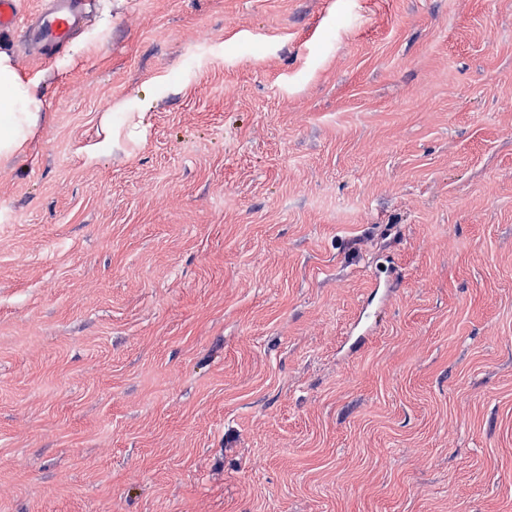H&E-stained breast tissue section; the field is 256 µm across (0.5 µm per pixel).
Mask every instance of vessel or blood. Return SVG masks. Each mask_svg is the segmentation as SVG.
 <instances>
[{
  "label": "vessel or blood",
  "mask_w": 512,
  "mask_h": 512,
  "mask_svg": "<svg viewBox=\"0 0 512 512\" xmlns=\"http://www.w3.org/2000/svg\"><path fill=\"white\" fill-rule=\"evenodd\" d=\"M85 0H48L36 11L23 13L20 0H0V31L16 32L46 49L62 46L82 18Z\"/></svg>",
  "instance_id": "vessel-or-blood-1"
}]
</instances>
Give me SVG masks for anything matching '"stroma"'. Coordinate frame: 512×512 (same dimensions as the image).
<instances>
[{"mask_svg":"<svg viewBox=\"0 0 512 512\" xmlns=\"http://www.w3.org/2000/svg\"><path fill=\"white\" fill-rule=\"evenodd\" d=\"M106 5L0 32V512H512V0ZM111 30V19L105 15L94 27L88 29L82 38L76 42L72 49L71 54L65 60L66 64H71L76 58L85 55L91 48L96 47L106 41ZM37 79L25 78L14 58L0 51V159L21 156L42 121ZM126 108L125 102L112 103V99L108 100L105 104V112H103V122L106 130V135L102 141H100L93 152L87 156L88 162H92L98 155L110 153L112 151L113 142L117 139V135L120 134L118 127L112 124V117L115 114H133L132 112H114L116 110H123Z\"/></svg>","mask_w":512,"mask_h":512,"instance_id":"obj_1","label":"stroma"}]
</instances>
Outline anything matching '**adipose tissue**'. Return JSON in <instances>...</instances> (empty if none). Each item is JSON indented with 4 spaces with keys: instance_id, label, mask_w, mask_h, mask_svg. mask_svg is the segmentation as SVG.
Returning <instances> with one entry per match:
<instances>
[{
    "instance_id": "obj_1",
    "label": "adipose tissue",
    "mask_w": 512,
    "mask_h": 512,
    "mask_svg": "<svg viewBox=\"0 0 512 512\" xmlns=\"http://www.w3.org/2000/svg\"><path fill=\"white\" fill-rule=\"evenodd\" d=\"M39 82L25 78L14 58L0 51V159L21 156L42 121Z\"/></svg>"
}]
</instances>
